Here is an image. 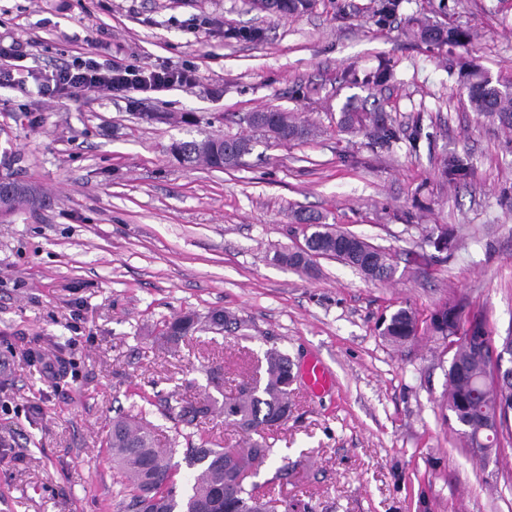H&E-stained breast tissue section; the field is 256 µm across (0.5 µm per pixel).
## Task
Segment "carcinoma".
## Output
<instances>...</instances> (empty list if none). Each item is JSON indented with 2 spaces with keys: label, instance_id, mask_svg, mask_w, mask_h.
Returning <instances> with one entry per match:
<instances>
[{
  "label": "carcinoma",
  "instance_id": "cac0c4a2",
  "mask_svg": "<svg viewBox=\"0 0 512 512\" xmlns=\"http://www.w3.org/2000/svg\"><path fill=\"white\" fill-rule=\"evenodd\" d=\"M256 8L268 12L275 8L284 16L302 14L311 9L315 0H253ZM411 35L427 44H463L469 34L455 29L448 31L418 20ZM467 101L471 111L487 119H497L512 126V81L493 83L478 71L470 73L466 85ZM260 122L253 128L278 142L301 140L309 129L289 112L270 109L258 113ZM249 137H208L197 140H179L172 143L173 157L187 168L202 162L212 169L224 170L240 165L253 150ZM468 164L457 156L446 157L441 174L450 181L466 175ZM43 202L39 190L28 183L12 180L0 184V218L13 215L28 205ZM298 224L305 226L304 240L309 251L299 248L288 253H277L274 260L295 269H308L314 259L334 258L349 265L366 277L387 280L394 267L385 250L366 254L367 242L356 235L339 230L322 221L319 215H296ZM463 304L456 299L444 301L430 318L429 329L435 335L451 334L448 313L459 311ZM192 313L176 316L163 325L160 339L176 348L196 330ZM418 320L407 308L393 313L382 331L394 342L408 341L418 334ZM494 338L481 343L457 344L448 369V398L446 409L461 427L468 447L479 449L484 457L504 447L512 446V419L498 410L501 402H512V381H499L491 362L489 350ZM265 380L260 386L243 385L238 396L224 399L232 405L224 420L246 433L270 427V422L288 416V386L290 360L288 355L270 350L264 355ZM213 410L208 399L185 398L178 402L179 422L196 427ZM112 465L121 477L125 512H309L308 504L297 499L288 501L269 494H256V486L246 487L248 472L269 458L272 452L266 442L253 441L246 448H213L202 433L196 442L188 443L184 460L188 467L199 469L183 494L176 490L177 464L173 462L177 448H166L156 443L155 436L142 420L118 416L112 420L108 435Z\"/></svg>",
  "mask_w": 512,
  "mask_h": 512
}]
</instances>
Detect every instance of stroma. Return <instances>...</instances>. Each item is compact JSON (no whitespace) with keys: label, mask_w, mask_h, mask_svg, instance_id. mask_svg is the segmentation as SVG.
<instances>
[{"label":"stroma","mask_w":512,"mask_h":512,"mask_svg":"<svg viewBox=\"0 0 512 512\" xmlns=\"http://www.w3.org/2000/svg\"><path fill=\"white\" fill-rule=\"evenodd\" d=\"M378 5L316 0L288 18L251 0H0V34L39 40L38 68L92 38L97 60L196 75L123 98L0 88V172L47 199L0 220V512H124L106 441L113 418L137 413L176 440L185 490L195 471L177 401L234 395L272 348L298 377L249 481L313 512H512V450L483 459L446 419L453 351L425 331L453 297L491 336L512 331V128L470 110L463 78L512 80V0H403L384 21ZM419 17L473 39L410 41ZM384 66L390 80L371 83ZM350 103L363 121L347 130ZM269 107L310 136L255 131L248 116ZM381 122L390 143L374 137ZM207 136L254 149L230 170H190L169 152ZM451 154L469 163L455 184L438 171ZM299 212L386 248L393 278L275 262L302 240ZM401 308L421 330L396 346L378 322ZM218 310L244 328L215 330ZM186 312L198 329L175 356L157 337ZM29 349L73 359V376L50 386ZM315 361L332 380L319 392L304 375Z\"/></svg>","instance_id":"1"}]
</instances>
